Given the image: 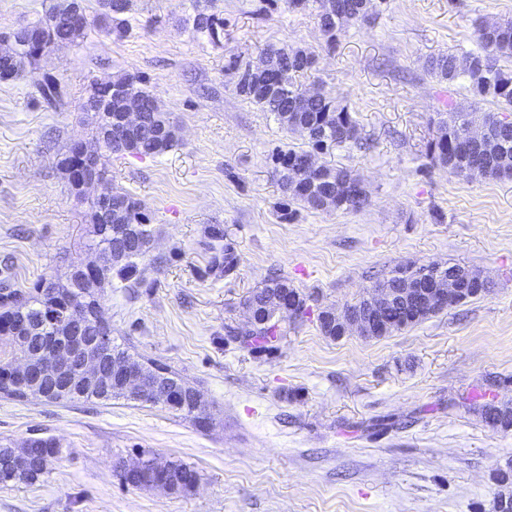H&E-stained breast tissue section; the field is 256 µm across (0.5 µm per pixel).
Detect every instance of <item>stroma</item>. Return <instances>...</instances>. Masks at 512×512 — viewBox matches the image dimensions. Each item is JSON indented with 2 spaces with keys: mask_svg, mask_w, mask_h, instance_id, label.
<instances>
[{
  "mask_svg": "<svg viewBox=\"0 0 512 512\" xmlns=\"http://www.w3.org/2000/svg\"><path fill=\"white\" fill-rule=\"evenodd\" d=\"M219 41L181 24L189 0H131L127 36L90 28L52 49L37 73L58 76L48 107L31 78L0 83V277L29 288L87 260L93 237L59 169L73 141L92 142L80 106L92 83L141 74L178 143L154 159H109L112 183L142 200L155 241L137 286L102 293L115 343L168 365L203 395L212 426L125 400L19 402L0 396V446L34 437L59 452L34 484L0 488V512H496L512 493V430L487 427L478 393L512 376V178L466 179L426 152L429 120L469 105L466 80L441 83L434 55L477 50L479 21L512 19V0H377L367 25L326 45L316 9L284 0H217ZM269 45L318 57L316 77L355 117L371 150L333 147L319 162L357 174L359 211L286 204L273 170L300 134L235 92L230 58ZM221 224L236 271L207 270L204 228ZM416 262L461 264L489 279L486 297L381 338L324 336L316 311L365 296L376 278ZM305 294L311 315L284 318L276 350L225 342L246 324L244 302L272 277ZM199 474L186 495L124 485L116 459L142 451Z\"/></svg>",
  "mask_w": 512,
  "mask_h": 512,
  "instance_id": "stroma-1",
  "label": "stroma"
}]
</instances>
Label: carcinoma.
Returning a JSON list of instances; mask_svg holds the SVG:
<instances>
[{
  "mask_svg": "<svg viewBox=\"0 0 512 512\" xmlns=\"http://www.w3.org/2000/svg\"><path fill=\"white\" fill-rule=\"evenodd\" d=\"M98 13L96 24L107 37L121 39L126 36L127 18L130 0H97ZM319 5L318 19L320 29L327 44L336 41L337 32L352 22L363 24L376 12L373 0H341V9H336V0L325 5L324 0H285L289 11H305L310 4ZM192 30L197 36L211 39L219 35L218 28L223 21L218 18L216 0H191ZM90 21L81 22L73 19L67 0H55L45 15L12 31L14 44L7 55L0 54V70L9 69L16 73V78L25 77L27 68L38 59L35 49L28 46L27 32L30 29L40 31L46 50L57 44H72L84 37ZM477 37L481 45L479 51L448 52L430 57L426 62V70L440 81L452 83L464 78L469 81L474 97L473 109L459 110L452 106L448 111L437 113V124L445 139L431 140L427 144V152L437 165L448 168V171L461 176L462 165L455 161L461 157L469 164H478L483 168L484 177L502 179L512 177V68L505 63H512V19L498 21L491 26L479 24ZM268 57V66L262 71L247 72L238 80L235 91L243 100L254 104L263 112L274 114L278 123L290 132H297L306 137L314 151L328 150L341 144H354L360 148L368 146V142L360 138L357 122L351 112L336 106L331 97L320 87L307 90L297 82V78L314 70L317 57L314 53L301 47L269 46L263 50ZM110 84L121 89L123 97L138 99L143 106L145 122L142 128L130 133L117 129L112 125V139L106 141L103 153L99 154L98 165L101 172L102 189L112 199V223L127 224L135 239V250L112 257L102 273L101 283L117 279L130 282L138 279L139 264L146 259L152 249L154 229L151 216L146 205L133 198L128 192L111 186L107 177L104 158L112 155L131 154L141 159L156 158L171 150L179 141V126L166 112L153 108L154 96L147 89V79L142 75L123 74L110 80ZM36 87L42 98L49 104L60 101L63 97L61 81L53 75H43L36 79ZM492 100L499 107V112H483L480 104ZM471 124L487 126L499 137L500 151L507 156V162L500 164L489 159L483 145L472 143L467 150H462L458 140L465 128ZM309 154L307 150L287 148L279 150L274 159V170L285 197L301 206L320 211L323 206V195L328 189L336 188V183L360 185L362 180L352 171L344 167L323 166L322 170L303 180H292L291 163ZM99 200L92 199L89 203L88 222L93 226L94 238L90 248L101 252L113 251L116 237L111 228L99 223ZM206 245L209 251L208 272L231 275L237 268L239 258L234 243L222 224H210L205 228ZM428 265L410 263L399 266L392 271L385 281L394 288L401 283L425 275ZM44 280H38L34 292H25L14 287L9 281H3L0 287V307L11 314L19 323L21 335L27 337L33 348L42 346L41 331L37 330L35 321L42 309L52 306L54 302H62L67 288L59 284L53 288L54 294L41 291ZM286 288L296 296L295 317L303 318L310 313L307 297L289 286L285 279H272L265 287L252 292L246 304L260 310L259 318L244 329L229 328L226 335L235 338L241 346L252 353L265 354L272 351L282 336L280 326V289ZM385 318L390 323L388 333L415 324L409 318L407 309L400 303L388 307ZM82 322L84 338L92 340L109 330L103 317L96 314L79 316ZM317 321L323 335L336 339L341 333L336 323L329 319V309L318 312ZM119 356L134 365L140 361L134 359L128 349L111 344L102 348V359L109 363L112 357ZM512 385V380L504 379L494 382L488 388L491 398L480 405V416L486 426L493 430L509 431L512 429V403L499 400V389ZM100 394L91 388H82L66 401L98 400ZM106 401L123 399L137 402L127 393L114 391L102 398ZM31 451L25 455L27 465L19 467L12 457L20 456L18 449L6 445L0 446V485L13 487L29 485L39 480L46 471L52 458L58 454V448L50 439L33 438L30 442ZM154 458L143 460L144 470L120 473L125 484L134 488H152L158 484L146 472L153 470ZM168 468L162 484L158 485L170 492L186 493L195 488L198 472L180 462H167Z\"/></svg>",
  "mask_w": 512,
  "mask_h": 512,
  "instance_id": "carcinoma-1",
  "label": "carcinoma"
}]
</instances>
